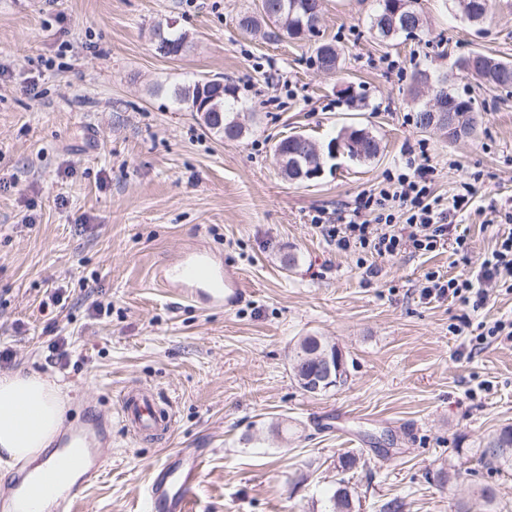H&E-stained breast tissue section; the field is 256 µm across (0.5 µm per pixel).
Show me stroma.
I'll return each mask as SVG.
<instances>
[{
	"instance_id": "obj_1",
	"label": "stroma",
	"mask_w": 512,
	"mask_h": 512,
	"mask_svg": "<svg viewBox=\"0 0 512 512\" xmlns=\"http://www.w3.org/2000/svg\"><path fill=\"white\" fill-rule=\"evenodd\" d=\"M260 0H0L1 372H37L66 385L56 445L94 406L111 419L99 479L74 512H148L153 469L192 448L203 458L195 512H325L338 458L362 512L397 500L402 512H454L485 484L512 512V470L472 465L475 449L512 424V347L461 356L452 335L461 308L422 299L429 271L467 276L505 230L512 205V96L455 63L479 50L512 61V0L493 19L468 22L458 0H417L423 32L395 45L370 29L374 0H323L321 31L341 52L342 74L313 66L312 40L273 42L239 29ZM172 25L192 46L156 51L153 28ZM399 63L380 66V57ZM451 77L479 111L455 142L415 124L410 77ZM221 76L236 88L245 127L235 141L206 129L176 88ZM366 129L375 158L325 156L318 177L295 183L271 148L295 133L320 144ZM425 145L434 195L451 203L461 183L476 193L454 219L469 264L451 246L376 260L377 274L337 251L313 222L335 221L403 169ZM201 243L236 271L247 294L229 309L176 299L156 271ZM292 254L296 263L284 268ZM62 290L63 307L42 302ZM65 338L68 356L51 348ZM323 336L343 354L348 379L323 396L298 386L290 365L300 337ZM154 390L173 408L169 432L129 433L120 397ZM287 423L275 435L272 423ZM453 473L443 481V472Z\"/></svg>"
}]
</instances>
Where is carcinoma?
<instances>
[{
  "mask_svg": "<svg viewBox=\"0 0 512 512\" xmlns=\"http://www.w3.org/2000/svg\"><path fill=\"white\" fill-rule=\"evenodd\" d=\"M462 13L466 18L482 9L485 15L492 12V0H459ZM322 17V0H261L260 16L248 12L239 21L241 27L252 30L262 24L268 27L264 31L267 38L272 40L299 39L301 28L308 22L320 24ZM157 48L167 50L176 56L190 49L192 41L186 33H173L158 25L154 28ZM322 46L315 49L316 62L321 64L325 72L335 74L341 70L340 53L330 56L321 54ZM479 81L498 88L503 79L512 80V61H502L484 53H475V70L471 72ZM436 95L444 100L448 107L464 117L463 135L467 136L476 129L477 119L469 100L461 99L451 90V79L443 73L435 80ZM178 101L188 104L191 112L198 111L197 101L203 97L214 100L217 109L201 113L200 119L205 127L214 134L235 141L243 136L244 128L237 122V117L226 108V99L235 97V87L224 82V79H200L193 84L177 88L174 91ZM341 137L353 144H360L365 151V159H371L378 153V144L363 128L348 127ZM312 139L304 134L290 135L276 142L274 152L284 155L308 154L309 143ZM331 359L342 357L336 344L321 336H302L298 339L290 357L292 371L299 387L312 395H322L337 389L346 383L347 369L336 372L329 382L320 384L319 390L307 387V380L317 378L321 374L322 357ZM472 456L479 463L489 465L498 471L512 469V425H506L490 435L483 446L472 450ZM479 506L482 512H496L497 494L493 486L486 484L477 491ZM327 512H358L355 505L354 491L348 486V481L341 478L336 482L333 493L329 496Z\"/></svg>",
  "mask_w": 512,
  "mask_h": 512,
  "instance_id": "cac0c4a2",
  "label": "carcinoma"
}]
</instances>
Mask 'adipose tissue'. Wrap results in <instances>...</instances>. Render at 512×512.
<instances>
[{
  "mask_svg": "<svg viewBox=\"0 0 512 512\" xmlns=\"http://www.w3.org/2000/svg\"><path fill=\"white\" fill-rule=\"evenodd\" d=\"M64 397L62 386L38 374L0 373V468L21 462L37 476L54 467Z\"/></svg>",
  "mask_w": 512,
  "mask_h": 512,
  "instance_id": "ef3b65f1",
  "label": "adipose tissue"
}]
</instances>
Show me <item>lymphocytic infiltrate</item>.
Here are the masks:
<instances>
[{"instance_id": "lymphocytic-infiltrate-1", "label": "lymphocytic infiltrate", "mask_w": 512, "mask_h": 512, "mask_svg": "<svg viewBox=\"0 0 512 512\" xmlns=\"http://www.w3.org/2000/svg\"><path fill=\"white\" fill-rule=\"evenodd\" d=\"M434 168L427 159H409L404 172L390 176L386 187L369 196L377 206L373 218H365L361 210L343 216L341 223L322 225L327 240L343 252L371 254L380 258L399 253H427L453 241V251L467 258L466 236H451L447 213L440 211L432 198L430 185ZM512 286V231L499 237L496 245L466 277H447L428 273L420 290L421 298H447L463 307L464 313L454 330L462 336L467 356L493 344L512 345V318L492 321L481 319L492 288Z\"/></svg>"}]
</instances>
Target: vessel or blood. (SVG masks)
<instances>
[{
    "mask_svg": "<svg viewBox=\"0 0 512 512\" xmlns=\"http://www.w3.org/2000/svg\"><path fill=\"white\" fill-rule=\"evenodd\" d=\"M157 277L163 287L180 298L206 308H223L237 303L246 293L240 276L225 268L223 261L206 246L191 244L162 266ZM124 419L129 427L143 436L166 432L172 415L157 397L142 389L129 390L124 398ZM93 420L79 437L85 443L81 460L64 458L65 466L81 464L85 478L100 472L106 455L101 447L110 435L99 424V411H91ZM201 462L193 460L185 471L158 468L150 479L147 499L152 512H192L191 494L200 477ZM55 471H47L34 479L21 481L19 492L0 493V512H29L30 502L38 500L53 486Z\"/></svg>",
    "mask_w": 512,
    "mask_h": 512,
    "instance_id": "b4317fda",
    "label": "vessel or blood"
}]
</instances>
